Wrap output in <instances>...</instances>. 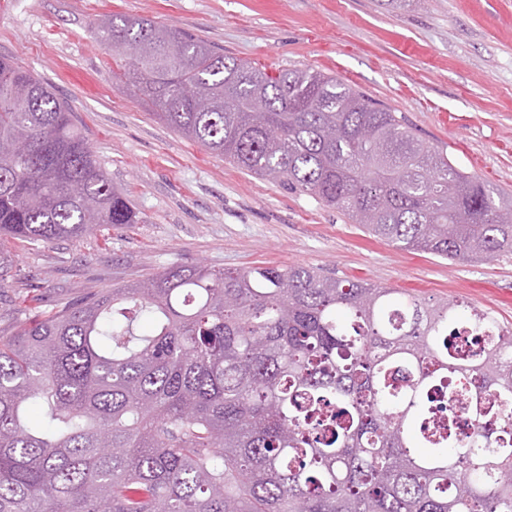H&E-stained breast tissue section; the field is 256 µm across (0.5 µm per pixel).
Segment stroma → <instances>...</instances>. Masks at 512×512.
Returning <instances> with one entry per match:
<instances>
[{
  "label": "stroma",
  "mask_w": 512,
  "mask_h": 512,
  "mask_svg": "<svg viewBox=\"0 0 512 512\" xmlns=\"http://www.w3.org/2000/svg\"><path fill=\"white\" fill-rule=\"evenodd\" d=\"M147 17L267 71L309 68L403 116L487 186L512 194V0H0V56L47 81L82 122L137 223L79 241L9 245L33 283L0 295V335L24 310L130 284L179 262L315 267L512 326V254L452 262L366 234L347 215L240 170L159 122L112 81L103 16Z\"/></svg>",
  "instance_id": "1"
}]
</instances>
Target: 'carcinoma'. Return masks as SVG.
Here are the masks:
<instances>
[{
  "label": "carcinoma",
  "mask_w": 512,
  "mask_h": 512,
  "mask_svg": "<svg viewBox=\"0 0 512 512\" xmlns=\"http://www.w3.org/2000/svg\"><path fill=\"white\" fill-rule=\"evenodd\" d=\"M98 35L131 97L240 169L403 250L512 253V195L336 78L141 17ZM134 223L72 110L0 58V240ZM458 307L303 265L175 263L32 313L0 336V512H512V329ZM438 399L466 434L427 430Z\"/></svg>",
  "instance_id": "carcinoma-1"
}]
</instances>
